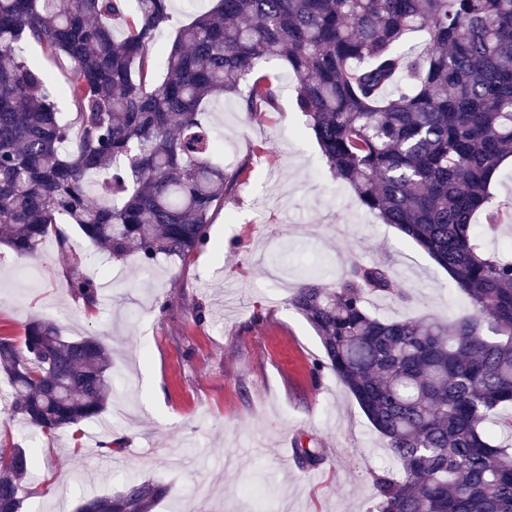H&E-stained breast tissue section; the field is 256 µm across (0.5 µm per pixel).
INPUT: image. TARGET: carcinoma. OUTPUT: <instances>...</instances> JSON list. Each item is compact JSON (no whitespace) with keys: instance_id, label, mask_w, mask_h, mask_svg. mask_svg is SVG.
<instances>
[{"instance_id":"carcinoma-1","label":"carcinoma","mask_w":512,"mask_h":512,"mask_svg":"<svg viewBox=\"0 0 512 512\" xmlns=\"http://www.w3.org/2000/svg\"><path fill=\"white\" fill-rule=\"evenodd\" d=\"M170 2L0 0V245L29 258L55 235L67 288L89 307L98 282L61 225L146 271L203 248L242 173L224 169L204 112L245 83L242 111L274 108L272 86L249 76L284 59L333 176L468 299L448 321L380 318L368 297L408 295L358 260L331 285L312 271L293 289L324 349L314 374L336 375L400 466L373 476L367 512H512V445L491 427L512 405V251L484 245L512 224V201L490 191L512 157V0H216L178 29L155 81ZM411 32L426 33L421 48L405 46ZM33 44L66 59L65 84L28 59ZM59 94L72 111L57 110ZM0 371L10 415L44 435L81 431L112 399L110 347L42 318L20 346L0 337ZM296 454L323 461L319 448ZM37 466L33 449L0 440V512H19ZM168 492L134 479L76 512H152Z\"/></svg>"}]
</instances>
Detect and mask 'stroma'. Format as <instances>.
I'll return each instance as SVG.
<instances>
[{
	"label": "stroma",
	"mask_w": 512,
	"mask_h": 512,
	"mask_svg": "<svg viewBox=\"0 0 512 512\" xmlns=\"http://www.w3.org/2000/svg\"><path fill=\"white\" fill-rule=\"evenodd\" d=\"M258 71L276 107L241 112L238 97L209 106L205 120L224 143V164L244 166L236 191L188 259L161 261L139 275L135 261H110L84 245L85 271L99 276L90 308L65 285L66 257L46 239L37 257L0 248V337L21 341L33 317L68 338L100 332L112 348V402L105 416L121 449L107 455L101 425L31 432L0 419V436L36 451L37 478L22 512H74L81 497L114 493L131 479L170 488L155 512H367L372 475L397 471L385 442L332 373L312 378L324 351L288 304L303 271L335 281L351 259L388 266L408 301L371 297L380 317L451 318L467 308L447 273L336 180L272 57ZM324 461L299 465L300 445ZM59 491L38 492L41 476Z\"/></svg>",
	"instance_id": "1"
}]
</instances>
